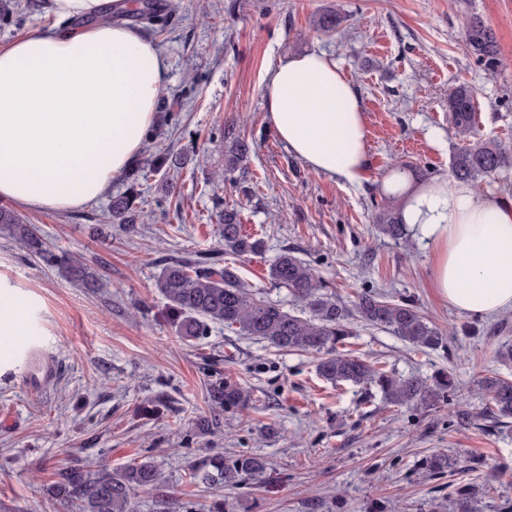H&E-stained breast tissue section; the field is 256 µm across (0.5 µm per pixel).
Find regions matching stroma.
I'll use <instances>...</instances> for the list:
<instances>
[{"label": "stroma", "mask_w": 512, "mask_h": 512, "mask_svg": "<svg viewBox=\"0 0 512 512\" xmlns=\"http://www.w3.org/2000/svg\"><path fill=\"white\" fill-rule=\"evenodd\" d=\"M162 2L150 37L166 57L168 82L143 154L160 164L187 158L176 191L160 171L136 184L120 176L74 209L15 208L52 253L77 256L97 275L93 293L0 225V278L38 306L18 348L42 350L53 370L37 390L23 382L27 362L0 375V512H62L47 493L57 468L145 458L185 512H453L458 488L470 484L480 487L474 512H512V423L485 419L481 390L486 376L512 377V364L494 359L512 344V311H456L429 285V248H404L375 228L395 168L412 180L449 178L457 143L449 88L474 89L480 137L512 143V0ZM327 9L343 16L341 33L316 29L315 16ZM472 11L496 33L504 61L496 70L463 45ZM55 22L48 0H0V46ZM307 50L336 60L362 100L368 134L357 180L311 170L267 117L269 70ZM230 128L252 153L228 173ZM132 184L144 204L126 230L113 223L111 204ZM232 208L263 240L261 252L225 254L218 216ZM284 251L344 301L364 291L414 301L443 332V348L416 352L357 321L348 344L403 376L452 373L461 397L421 413L385 402L374 387L326 382L313 355L221 324L184 339L155 287L161 258L221 253L250 289L292 309L293 298L269 278ZM219 378L246 387L251 405L221 412L207 430L208 392ZM216 455L259 456L267 470L233 487L190 479L191 468ZM437 455L450 468L430 471Z\"/></svg>", "instance_id": "1"}]
</instances>
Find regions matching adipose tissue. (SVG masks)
Here are the masks:
<instances>
[{"instance_id":"1","label":"adipose tissue","mask_w":512,"mask_h":512,"mask_svg":"<svg viewBox=\"0 0 512 512\" xmlns=\"http://www.w3.org/2000/svg\"><path fill=\"white\" fill-rule=\"evenodd\" d=\"M106 0H51L64 19L95 24L34 31L0 46V200L68 210L96 200L137 157L167 85L161 49L103 19ZM264 96L279 138L311 170L357 179L367 120L343 70L326 54L281 58ZM404 224L431 250L430 286L460 312L512 311V206L470 183L408 189ZM32 307L0 278V374Z\"/></svg>"}]
</instances>
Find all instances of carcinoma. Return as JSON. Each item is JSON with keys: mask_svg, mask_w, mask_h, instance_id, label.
Masks as SVG:
<instances>
[{"mask_svg": "<svg viewBox=\"0 0 512 512\" xmlns=\"http://www.w3.org/2000/svg\"><path fill=\"white\" fill-rule=\"evenodd\" d=\"M467 50L489 70L502 64L497 39L482 17L470 12L465 30ZM448 118L455 129L458 143L450 159V174L460 181L475 185L493 179L512 168V149L495 139L475 137L476 112L473 89L465 84L448 91ZM252 151L251 145L238 137L230 138L225 168L243 165ZM397 195L386 196L375 215L379 232L411 245L407 225L392 204ZM143 203L141 194L131 187L112 199V219L132 224ZM0 224L9 228L12 238L28 251L40 255L81 277L88 288L95 287L94 275L84 271L70 256L56 257L29 224L20 222L7 208H0ZM224 253L243 256L256 253L263 242L245 234L237 211L224 210L220 215ZM269 278L285 288L301 304L298 315L283 305L266 300L249 289L229 265H220L210 257L171 258L163 263L155 288L181 315L179 333L186 339L207 334L210 325L222 324L244 336L262 340L280 350L305 351L317 355L316 370L326 381L356 386L375 385L385 399L394 405L416 409H433L444 394H458L454 378L440 373L431 379L420 376H397L376 368L360 357L338 349L350 331L354 316L366 325L386 328L417 350H436L445 345L443 334L410 300L395 302L378 293H365L353 307L327 290L311 265L286 251L271 264ZM487 399L485 413L501 423L512 418V380L499 375L481 381ZM209 402L214 410L246 409L250 393L230 381H217L209 389ZM266 462L257 456H239L226 461L212 457L193 470L203 483L233 486L245 477L260 478ZM137 492L153 496L154 512H180L178 500L170 497L165 479L157 465L140 460L124 468L114 469L100 461L94 466L70 465L54 472L50 494L64 512H132L131 500ZM478 489L467 486L457 493L456 512H471Z\"/></svg>", "mask_w": 512, "mask_h": 512, "instance_id": "1", "label": "carcinoma"}]
</instances>
